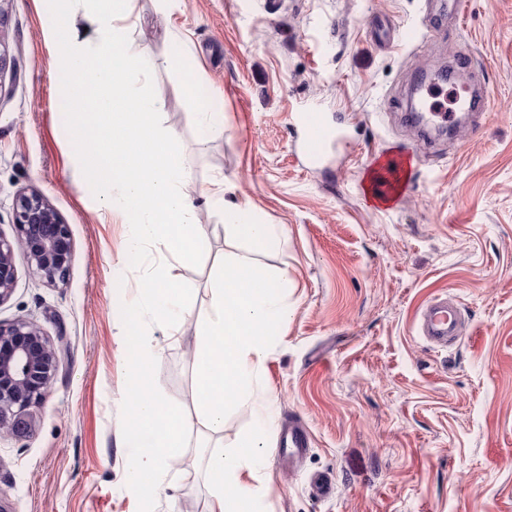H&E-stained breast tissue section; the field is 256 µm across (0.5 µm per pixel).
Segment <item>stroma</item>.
Masks as SVG:
<instances>
[{"instance_id": "35a3bbf8", "label": "stroma", "mask_w": 512, "mask_h": 512, "mask_svg": "<svg viewBox=\"0 0 512 512\" xmlns=\"http://www.w3.org/2000/svg\"><path fill=\"white\" fill-rule=\"evenodd\" d=\"M135 0L130 38L164 56L173 36L194 54L184 69L149 79L192 173L203 251L183 263L164 250L193 292L176 336L150 324L160 352L156 382L186 416L196 414L193 355L211 311L216 265L248 253L288 281V319L247 399L223 434L194 425L180 462L156 494L155 512H208L204 460L233 447L256 414L266 418L264 512H512V0ZM415 24L420 43L382 46L378 21ZM54 21L41 0L0 10V235L14 238L15 197L35 190L71 232L65 279L48 282L17 256L0 322L34 323L56 347L49 395L30 407L28 436L0 437V512H138L128 497L121 428L127 358L120 305L139 294L123 256L128 227L98 213L75 168L71 127L58 112ZM469 58L491 105L483 130L463 138L407 119L418 72ZM217 92L224 135L194 143L184 78ZM305 103L345 133L316 166L295 152L293 114ZM411 159L410 188L380 204L365 182L382 153ZM223 180L226 199L273 225L278 247L249 248L225 234L201 188ZM451 297L463 328L440 347L419 332L431 299ZM300 417L312 446L283 455L281 430ZM332 478L330 497L310 480Z\"/></svg>"}]
</instances>
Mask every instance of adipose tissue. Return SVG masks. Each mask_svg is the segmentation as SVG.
Listing matches in <instances>:
<instances>
[{
	"mask_svg": "<svg viewBox=\"0 0 512 512\" xmlns=\"http://www.w3.org/2000/svg\"><path fill=\"white\" fill-rule=\"evenodd\" d=\"M135 0H53L57 19L83 17L86 31L48 32L57 53L61 102L71 123V145L97 191L99 210L118 212L129 225L126 255L137 258L153 245L188 263L201 250L195 205L186 191L191 179L176 134L157 122L163 103L147 89L158 68H181L187 44L173 38L164 57L135 47L128 21ZM183 94L194 111L197 145L224 131L223 115L199 97L193 81ZM208 205L220 212L224 230L237 239L272 247V225L258 222L248 207L226 201L223 186L208 189ZM264 428L256 426L231 450H213L206 460L212 486L209 512H262L258 481L265 470ZM249 483H242V476Z\"/></svg>",
	"mask_w": 512,
	"mask_h": 512,
	"instance_id": "1",
	"label": "adipose tissue"
}]
</instances>
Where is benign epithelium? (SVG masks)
Here are the masks:
<instances>
[{
	"label": "benign epithelium",
	"instance_id": "7a95c632",
	"mask_svg": "<svg viewBox=\"0 0 512 512\" xmlns=\"http://www.w3.org/2000/svg\"><path fill=\"white\" fill-rule=\"evenodd\" d=\"M13 225L14 240L0 236V303L13 291L16 253L48 282L64 277L72 260L69 225L42 194L23 191L16 196ZM56 368L55 348L40 328L24 320L0 323L1 434L29 433L26 411L47 395Z\"/></svg>",
	"mask_w": 512,
	"mask_h": 512
}]
</instances>
